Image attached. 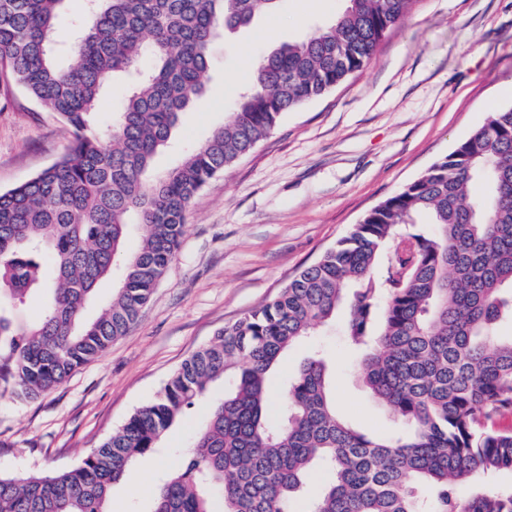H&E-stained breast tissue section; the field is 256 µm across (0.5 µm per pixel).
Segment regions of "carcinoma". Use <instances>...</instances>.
Returning a JSON list of instances; mask_svg holds the SVG:
<instances>
[{
  "label": "carcinoma",
  "instance_id": "carcinoma-1",
  "mask_svg": "<svg viewBox=\"0 0 512 512\" xmlns=\"http://www.w3.org/2000/svg\"><path fill=\"white\" fill-rule=\"evenodd\" d=\"M71 0H0V71L73 132L68 152L0 191V384L34 399L125 335L174 261L207 182L282 115L362 70L411 0H346L334 23L258 58L224 125L154 171L206 91L211 46L279 0H95L59 39ZM116 79L128 94L97 123ZM479 183L483 192L474 194ZM139 236L131 249L129 241ZM111 300L86 315L99 285ZM37 298L33 321L16 317ZM345 307L360 378L400 430L375 436L336 408L328 362L288 381L266 418L267 374ZM512 105L373 208L270 301L224 326L81 463L0 475V512H107L112 488L211 386L231 377L149 512H293L309 471L328 481L305 512H512V489L459 488L512 470Z\"/></svg>",
  "mask_w": 512,
  "mask_h": 512
}]
</instances>
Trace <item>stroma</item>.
<instances>
[{
  "instance_id": "obj_1",
  "label": "stroma",
  "mask_w": 512,
  "mask_h": 512,
  "mask_svg": "<svg viewBox=\"0 0 512 512\" xmlns=\"http://www.w3.org/2000/svg\"><path fill=\"white\" fill-rule=\"evenodd\" d=\"M345 0H282L211 48L204 96L184 115L156 170L223 125L253 78L241 50H273L333 22ZM277 41V42H278ZM512 105V0H412L405 19L364 68L285 113L257 147L204 186L187 217L175 261L137 323L66 381L25 400L0 396V475L66 470L152 402L171 375L224 324L257 308L347 235L372 208L418 178L480 126ZM70 129L0 73V190L31 178L69 149ZM327 335L285 355L268 382V415L279 420L284 386L320 353L335 369L338 411L359 430L390 435L399 423L357 377L358 356ZM203 399L163 437V454L134 463L138 494L114 485L109 512H148L162 474L179 469L209 414Z\"/></svg>"
}]
</instances>
